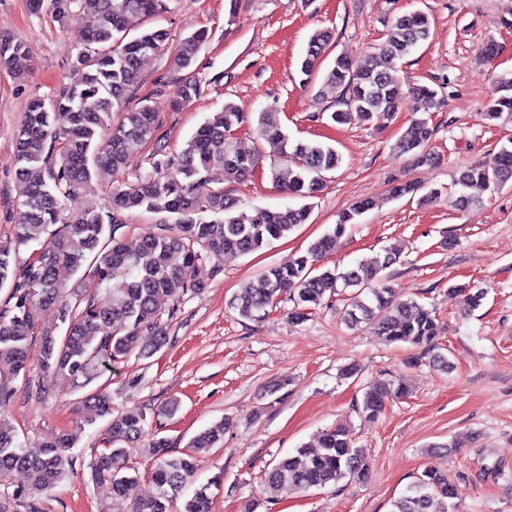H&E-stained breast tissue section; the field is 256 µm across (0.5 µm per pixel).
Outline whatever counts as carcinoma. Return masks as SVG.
<instances>
[{
  "mask_svg": "<svg viewBox=\"0 0 512 512\" xmlns=\"http://www.w3.org/2000/svg\"><path fill=\"white\" fill-rule=\"evenodd\" d=\"M77 5V32L81 51L76 68L78 81L54 97L28 102L14 143L18 204L11 234L0 241V288L9 293L0 305V397L4 385L22 379L40 397L54 384L67 381L76 389L94 383L113 364L131 355L150 358L166 343V327L157 299L177 301L189 291H199L204 258L213 254H247L286 236L309 217L310 207L255 208L242 211L235 198L224 193V180L239 181L255 173L259 157L240 151L232 131L247 121L245 113L227 103L213 113L193 134L186 147L173 155L161 144L151 153L150 175L109 191V210L92 203L68 214L65 201L81 190L91 189L95 172L102 166H126L133 155L155 138L157 116L141 102L130 104V88L137 83L141 61L161 51L168 40L162 28L130 31L162 11V0H50L56 15L70 16ZM429 17L412 11L396 17L367 64L353 69L349 60L336 56L324 75L323 96H337L336 122L357 120L381 123L392 118L401 100L416 95L427 110L440 107L438 91L419 83L395 82L396 63L428 41ZM333 41L329 30H317L309 38L300 72L306 79L319 72ZM208 42V33L197 30L184 39L173 57L179 70L190 68ZM29 53L26 43L0 38V66L14 67ZM64 112L68 125L55 124ZM485 116L501 125H512V71L495 79V97ZM258 137L269 152L288 162L272 169V180L290 195L315 197L325 173L341 163L330 145L290 139L281 113L269 108L258 113ZM434 128L429 118L413 119L397 143L418 165H430L438 157L428 151ZM216 176L209 194L194 192V183ZM512 184V140L501 145L494 162L461 169L456 177L455 206L466 208L487 192ZM371 208L361 201L343 213L334 231L310 244L305 254L288 266L268 268L255 283L245 285L230 307L239 317L256 320L276 306L282 294L294 302V316L320 305L326 292L338 287L354 289L344 309L347 326L372 324L388 343L403 342L421 349L433 364L448 369L451 362L439 353L441 327L433 311L413 299H402L386 270L397 263L387 253L356 267L319 270L318 263L336 248V238L346 232L355 217ZM143 210L162 216L161 223L145 233L138 248L129 250L117 231L126 211ZM28 259L16 265L21 249ZM181 257L174 265L171 258ZM81 274V286L67 289L58 279L60 267ZM463 310H477L486 298L485 289L459 285ZM107 293L104 305L100 294ZM152 337L144 345L141 337ZM39 370L30 382L31 367ZM406 393L400 381L381 379L363 395L362 412L377 417L392 397ZM84 420L92 424L108 418L105 448L92 463L93 477L112 489V512H176L174 502L192 477L195 454L218 447L228 421L200 431L188 443L192 452L172 454L169 440L160 437L152 446L147 468V488L129 506L124 505L127 485L140 474L127 473L130 445L150 426L146 413L132 407L112 415V395L102 390L82 400ZM76 438L61 433L51 440L22 441L16 429L0 421V478L17 469L25 471L28 487L19 496L50 489L74 473L72 449ZM369 475L365 449L354 445L350 429L338 425L320 437V451L298 448L266 472V483L286 494L307 492L345 478L364 481ZM208 482L194 489L182 512H212L213 493ZM458 490L440 470L428 469L394 501L393 512H458Z\"/></svg>",
  "mask_w": 512,
  "mask_h": 512,
  "instance_id": "obj_1",
  "label": "carcinoma"
}]
</instances>
